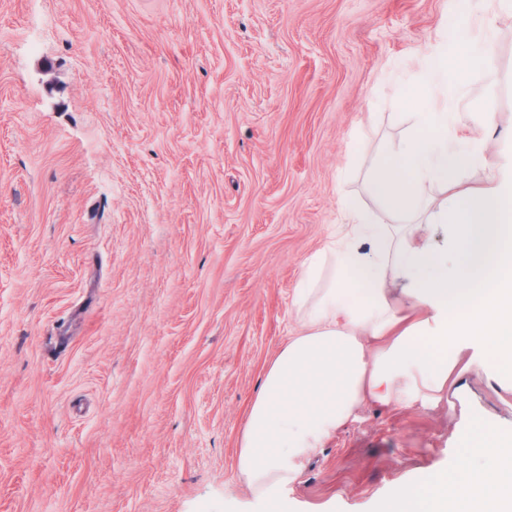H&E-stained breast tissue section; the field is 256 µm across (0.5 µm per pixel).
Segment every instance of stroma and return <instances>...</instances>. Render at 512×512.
<instances>
[{
	"label": "stroma",
	"mask_w": 512,
	"mask_h": 512,
	"mask_svg": "<svg viewBox=\"0 0 512 512\" xmlns=\"http://www.w3.org/2000/svg\"><path fill=\"white\" fill-rule=\"evenodd\" d=\"M479 0H0V512H258L237 441L304 261L413 118L390 80ZM453 109L512 149V16ZM512 428L493 360L363 405L282 512H375Z\"/></svg>",
	"instance_id": "35a3bbf8"
}]
</instances>
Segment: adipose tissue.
<instances>
[{
	"mask_svg": "<svg viewBox=\"0 0 512 512\" xmlns=\"http://www.w3.org/2000/svg\"><path fill=\"white\" fill-rule=\"evenodd\" d=\"M483 3L477 28L433 47L403 99L413 129L377 159L368 184L384 216L345 204L343 224L304 263L293 299L301 327L267 367L238 445V471L267 512L365 403L439 400L474 366L465 339L481 341L498 376L512 377V156L489 161L491 118L448 109L449 91L482 64L472 41L488 37L504 6ZM469 170L487 176L471 182ZM433 224L448 225L447 247L429 237ZM460 445L470 459L396 487L383 512H503L512 445L488 419Z\"/></svg>",
	"mask_w": 512,
	"mask_h": 512,
	"instance_id": "1",
	"label": "adipose tissue"
}]
</instances>
